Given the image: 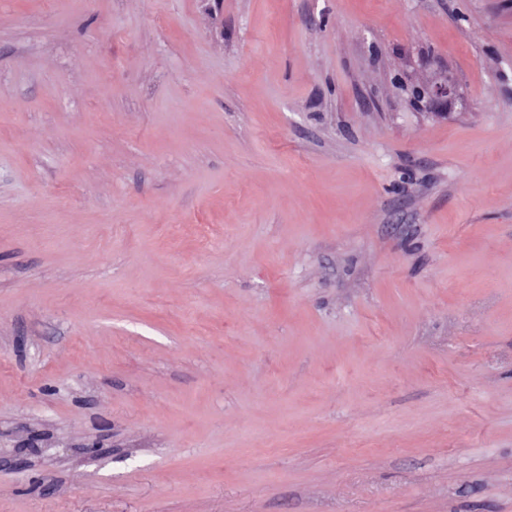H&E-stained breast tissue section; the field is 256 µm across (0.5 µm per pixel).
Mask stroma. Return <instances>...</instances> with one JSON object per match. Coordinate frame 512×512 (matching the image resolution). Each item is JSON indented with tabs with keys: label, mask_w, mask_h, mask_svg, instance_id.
Here are the masks:
<instances>
[{
	"label": "stroma",
	"mask_w": 512,
	"mask_h": 512,
	"mask_svg": "<svg viewBox=\"0 0 512 512\" xmlns=\"http://www.w3.org/2000/svg\"><path fill=\"white\" fill-rule=\"evenodd\" d=\"M0 512H512V0H0ZM418 88L429 105H447L450 101L459 102L461 106H466V101L458 93L455 81L447 74L435 76L432 80L426 82L423 87L419 86Z\"/></svg>",
	"instance_id": "stroma-1"
}]
</instances>
